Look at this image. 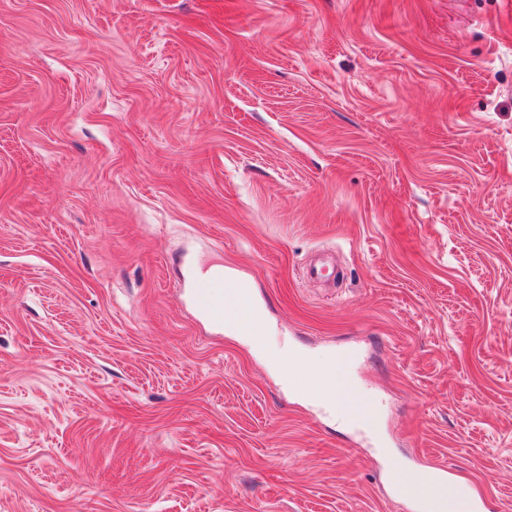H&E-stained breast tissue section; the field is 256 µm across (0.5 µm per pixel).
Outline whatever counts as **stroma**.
<instances>
[{
  "instance_id": "stroma-1",
  "label": "stroma",
  "mask_w": 512,
  "mask_h": 512,
  "mask_svg": "<svg viewBox=\"0 0 512 512\" xmlns=\"http://www.w3.org/2000/svg\"><path fill=\"white\" fill-rule=\"evenodd\" d=\"M343 349L386 453L274 365ZM438 464L512 512V0H0V512H402ZM220 272L224 275L223 279L195 280L193 282V291L198 305L206 310V315L214 323L220 325L224 320V282L226 288L235 289L234 284L228 279L224 268L213 266L209 268L202 276L207 278L213 273ZM229 303L233 305L234 311L225 318L227 327L240 336H248L252 347L258 352L262 351L264 339L258 333L262 323L258 309L250 307L239 299H232Z\"/></svg>"
}]
</instances>
